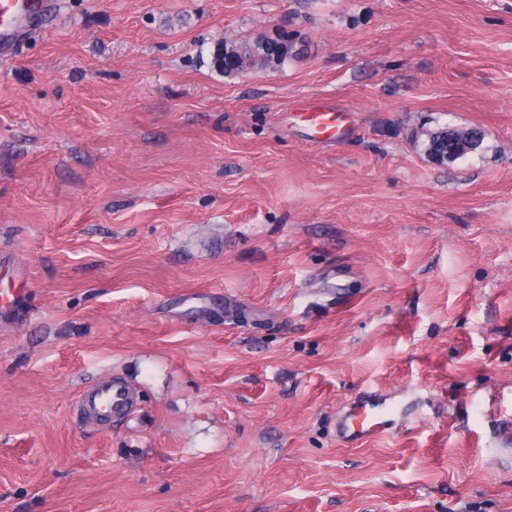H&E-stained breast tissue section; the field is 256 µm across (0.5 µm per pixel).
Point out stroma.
Wrapping results in <instances>:
<instances>
[{
  "label": "stroma",
  "instance_id": "35a3bbf8",
  "mask_svg": "<svg viewBox=\"0 0 512 512\" xmlns=\"http://www.w3.org/2000/svg\"><path fill=\"white\" fill-rule=\"evenodd\" d=\"M275 27L283 68L213 67ZM446 125L481 147H415ZM21 282L0 512H512V0H66L0 63ZM366 392L412 409L339 442ZM298 115L303 117L315 133L318 134L319 143H328L336 141L338 136H342L349 131V125L346 122L347 112H342V108L334 105H321L310 102L303 105ZM130 391L112 378H103L84 392L79 399L80 411L93 420L109 421L127 411Z\"/></svg>",
  "mask_w": 512,
  "mask_h": 512
}]
</instances>
